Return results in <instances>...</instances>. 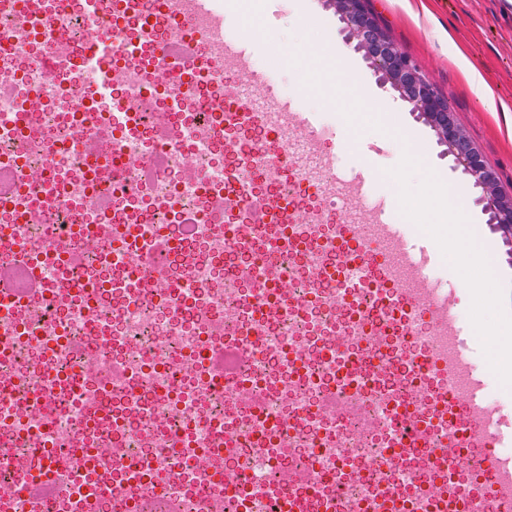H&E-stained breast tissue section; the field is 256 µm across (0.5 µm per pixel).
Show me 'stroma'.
<instances>
[{"label": "stroma", "mask_w": 512, "mask_h": 512, "mask_svg": "<svg viewBox=\"0 0 512 512\" xmlns=\"http://www.w3.org/2000/svg\"><path fill=\"white\" fill-rule=\"evenodd\" d=\"M393 43L408 53L447 99L456 122L501 185L512 189V0H370ZM326 25L343 47L338 66L309 72L305 50L318 46L315 24ZM229 35L251 43L252 70L237 69L239 84L273 69L276 87L308 88L302 111L315 113L321 151L331 156L337 179L352 178L362 161L373 169L372 200L407 199L439 206L460 218L459 233L489 225L486 193L467 174L434 128L355 50L346 23L326 0H236ZM474 67L500 107L484 108L467 79ZM371 111H357L352 95Z\"/></svg>", "instance_id": "obj_1"}]
</instances>
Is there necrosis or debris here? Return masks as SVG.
<instances>
[{
	"instance_id": "obj_1",
	"label": "necrosis or debris",
	"mask_w": 512,
	"mask_h": 512,
	"mask_svg": "<svg viewBox=\"0 0 512 512\" xmlns=\"http://www.w3.org/2000/svg\"><path fill=\"white\" fill-rule=\"evenodd\" d=\"M39 2L52 20L41 32L0 6V75L14 84L0 95V171L36 174L14 203L0 202V265L22 267L26 253L51 244L69 245L80 261L44 263L47 291L25 307L0 299V512H131L159 491L182 512H272L279 484L306 512H324L340 492L363 510L375 493L370 472L394 441L379 394L416 405L432 385L411 355L431 340L426 322L389 313L382 270L337 251L336 197L297 193L287 137L258 120H227L254 96L228 95L231 69L209 66L208 40L197 39L200 64L189 74L156 77L180 0H100L94 15L83 0ZM103 31L119 47L106 97L83 62ZM64 59L71 67L46 70ZM131 98L139 111L114 123ZM103 129L108 149L90 158L82 143ZM154 156L164 167L146 186L140 169ZM116 159L121 181L102 190L98 169ZM236 186L241 195L213 221L215 193ZM104 191L110 203L96 207ZM254 198L268 204L260 223ZM133 234H165L176 247L137 262L123 248ZM327 267L342 277H324ZM269 302L275 312L253 324L250 308ZM229 340L251 359L213 382L198 352ZM336 341L370 358L345 399L373 420L369 430L346 424L339 437L322 404L336 387L326 357ZM269 421L277 433H267ZM340 442L353 451L341 481ZM50 457L73 490L34 498L27 486L47 479Z\"/></svg>"
}]
</instances>
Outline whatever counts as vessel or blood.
<instances>
[{
    "label": "vessel or blood",
    "instance_id": "obj_1",
    "mask_svg": "<svg viewBox=\"0 0 512 512\" xmlns=\"http://www.w3.org/2000/svg\"><path fill=\"white\" fill-rule=\"evenodd\" d=\"M216 2L188 0L187 10L175 19L176 27L206 19L203 33L220 57L249 66L251 50L225 36L224 14ZM194 60L195 43L189 38L162 45L156 57L158 66L171 71L185 70ZM254 88L258 108L234 113V120L247 122L258 116L272 130L289 129L302 144L299 156L303 185H318L331 166L317 147L319 130L314 113L298 111L296 100L281 98L262 79H255ZM370 181V171L364 168L351 182L342 184L340 191L351 212L368 209L370 222L360 228L340 225L336 244L350 260L370 257L390 274L397 264L407 266L414 283L403 289L393 310L400 316L419 311L432 324L436 342L421 360L445 385L435 415L411 418L402 406L388 407L393 424H407L411 448L428 447L439 435L444 438V446L434 460V481L420 490L419 508L430 512L438 504L444 512H512V402L495 401L488 394L494 380L505 389H512V266L501 269V287L487 289L482 297L483 303L498 314L497 340L490 345L480 336L477 322L459 318L454 296L441 291L430 279L431 267L441 259L435 242L425 236L407 237L400 225L390 222L385 202L366 206ZM328 352L336 363L337 385H346L356 372L357 359L348 358L338 344L329 345ZM228 356L236 358L238 366L247 363L245 351L234 345L222 353L203 352L202 360L213 380L223 381V361ZM411 448L396 449L388 459V468H400ZM369 509L401 512L395 488L388 482H379Z\"/></svg>",
    "mask_w": 512,
    "mask_h": 512
}]
</instances>
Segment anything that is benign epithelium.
<instances>
[{
  "label": "benign epithelium",
  "mask_w": 512,
  "mask_h": 512,
  "mask_svg": "<svg viewBox=\"0 0 512 512\" xmlns=\"http://www.w3.org/2000/svg\"><path fill=\"white\" fill-rule=\"evenodd\" d=\"M350 35L356 40L355 49L366 52L371 63L379 70H389L394 86L434 127L439 138L448 144L450 151L464 165L465 169L478 175L487 190L496 197L498 228L512 237V194L506 198L497 196L496 178L482 162L477 151L470 148V140L448 113L434 92L433 85L423 75L419 65L405 52L399 50L387 38H372L376 21L374 14L364 8L355 22H348Z\"/></svg>",
  "instance_id": "obj_1"
}]
</instances>
